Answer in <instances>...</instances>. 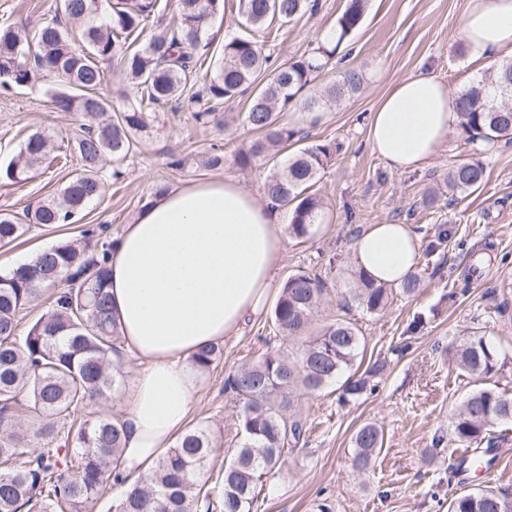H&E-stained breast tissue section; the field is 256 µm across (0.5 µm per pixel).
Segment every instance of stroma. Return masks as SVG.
<instances>
[{
    "label": "stroma",
    "instance_id": "obj_1",
    "mask_svg": "<svg viewBox=\"0 0 512 512\" xmlns=\"http://www.w3.org/2000/svg\"><path fill=\"white\" fill-rule=\"evenodd\" d=\"M464 2L368 0L362 25L339 50L342 65L329 66L316 80L320 86L336 83L349 67L363 77L360 91L315 115L296 105L278 114L281 124L306 135L308 143L331 141L338 151L312 188L325 201L323 221L305 239L285 235L277 282L309 267L329 287H354L358 272L352 245L370 224L412 225L421 248L440 226L447 229L448 240L437 263L417 257L423 286L415 295L395 296L377 315L351 312L365 336L368 360L388 356L415 317H423L424 327L373 394L349 403L327 390L300 398L298 407L311 425L306 443L286 453L281 468L264 477L257 512H316L320 502L332 512H448L452 498L479 488L512 492V421L492 431L499 451L489 469L453 484L447 471L449 458L466 454L448 437L450 418L466 397L483 385L512 396V314L502 317L496 311L500 304L512 305V142L476 146L453 131L430 161L409 172L391 170L369 144V115L391 82L430 74L453 95L487 69V62L468 56ZM345 3L320 0L317 13L283 24L269 45L274 63L311 50L318 37L334 28ZM54 8V0H0V24L28 31L50 21ZM244 33L237 0H225L204 35L212 43L208 63H215L226 40ZM245 111L244 99H234L219 110L223 124H199L179 103L165 105L127 159L121 179L105 177L102 197L74 222L31 225L18 240L0 247V265L11 268L64 242L92 251L111 245L162 187L224 178L262 198L271 164L243 169L234 161L236 152L256 137ZM80 122L76 114L55 110L43 93L0 89V168L37 131L52 135L58 153L48 169L23 182L1 180L0 210L25 215L61 189L77 167L67 152ZM217 146L224 150L223 165L203 167L202 156ZM470 159L485 166L482 186L465 197L450 196L449 169ZM474 331L485 334L501 353L495 371L481 381L460 371L453 359L456 345ZM281 343L269 315L248 318L221 341L222 358L201 372L188 424L211 430L217 443L212 473L223 469L238 441V403L225 391V379L267 346ZM367 422L382 427L384 447L375 463L358 473L350 465L352 437Z\"/></svg>",
    "mask_w": 512,
    "mask_h": 512
}]
</instances>
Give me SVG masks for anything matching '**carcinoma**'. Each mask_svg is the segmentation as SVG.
Segmentation results:
<instances>
[{
  "label": "carcinoma",
  "mask_w": 512,
  "mask_h": 512,
  "mask_svg": "<svg viewBox=\"0 0 512 512\" xmlns=\"http://www.w3.org/2000/svg\"><path fill=\"white\" fill-rule=\"evenodd\" d=\"M368 0H347L334 29L311 52L275 68L263 44L249 35L224 42L216 74L202 72L208 45L202 34L224 0H179V23L150 28L159 0H56L55 17L29 33L0 26V87L33 89L52 74L61 84L47 91L63 112L86 120L73 137L80 172L59 193L40 202L31 215L41 225L65 224L102 195L101 172L112 162V176L137 147L149 127L150 114L172 100L205 108L196 120L215 117L218 106L242 97L245 120L260 133L235 161L246 169L288 146L298 131L280 124L276 112L301 105L314 112L322 105L356 93L362 78L352 69L314 95L311 87L336 57L340 46L363 21ZM318 8L317 0H238L246 28L275 38L274 27ZM120 67L135 102L101 120L107 103L97 94L104 80L100 61ZM460 116L458 134L468 142L512 141V57L495 62L467 90L452 97ZM52 136L31 134L16 160L0 178L21 182L49 159ZM336 154V145L315 143L288 158L264 183L267 205L290 210L289 233L304 238L320 223L323 200L307 193L321 169ZM486 170L480 162H460L448 171V191L478 189ZM25 232L18 217L0 213V245ZM107 254H89L71 244L43 250L37 258L0 275V512H88L106 487H118L112 512H254L259 479L277 468L285 447L305 440L307 419L295 401L341 382L348 402L376 390L375 380L389 367L384 357L361 367L365 337L342 316L314 327L329 294L312 269L299 268L285 279L271 323L288 342V352L267 350L227 378L225 388L240 400L239 443L224 464V474L209 485L208 466L215 444L207 427L189 429L166 449L149 473L129 482L121 470L124 421L101 410L78 426L71 441L55 446L58 426L75 410L105 400L124 382L121 334L106 288ZM78 286L53 294L49 311L19 333L20 314L62 281ZM423 285L412 272L398 287L404 296ZM393 289L359 275L357 286L336 292L342 309L376 315L385 310ZM221 357L211 344L192 355L200 370ZM455 362L464 372L483 378L496 369L497 349L477 332L463 339ZM512 421V396L493 388L473 391L451 423L454 441L479 445L500 423ZM384 434L377 424L362 425L353 437L351 466L367 470L381 452ZM39 450L26 455L24 445ZM448 512H512V493L481 488L449 503Z\"/></svg>",
  "instance_id": "carcinoma-1"
}]
</instances>
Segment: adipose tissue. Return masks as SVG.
<instances>
[{"label":"adipose tissue","instance_id":"1","mask_svg":"<svg viewBox=\"0 0 512 512\" xmlns=\"http://www.w3.org/2000/svg\"><path fill=\"white\" fill-rule=\"evenodd\" d=\"M463 35L474 60L512 48V0H466ZM459 122L445 85L417 74L391 83L370 122L373 151L395 171L430 160ZM407 224H371L355 239V268L390 287L414 270ZM283 252L272 211L235 181L159 191L124 226L107 258V289L125 348L141 369L127 398L123 466L138 477L181 434L198 390L188 358L260 315Z\"/></svg>","mask_w":512,"mask_h":512}]
</instances>
